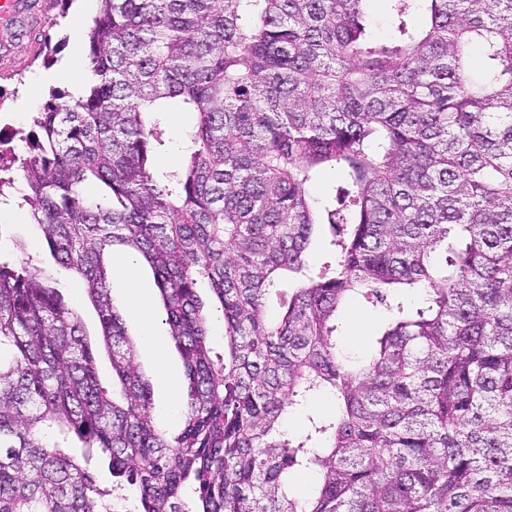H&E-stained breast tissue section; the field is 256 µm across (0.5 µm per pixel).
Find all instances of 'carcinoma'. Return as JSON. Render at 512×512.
<instances>
[{
  "instance_id": "cac0c4a2",
  "label": "carcinoma",
  "mask_w": 512,
  "mask_h": 512,
  "mask_svg": "<svg viewBox=\"0 0 512 512\" xmlns=\"http://www.w3.org/2000/svg\"><path fill=\"white\" fill-rule=\"evenodd\" d=\"M367 2L100 0L86 91L15 132V162L102 340L0 256V512H107L74 442L136 512H512V0H388V42ZM172 103L197 123L163 182ZM327 166L333 204L308 192ZM318 224L336 261L315 271ZM117 242L150 264L184 364L171 439L111 296ZM354 299L386 313L361 361L337 341ZM323 395L334 417L283 429ZM371 35L377 40H388L393 31V20L387 0H372L368 12Z\"/></svg>"
}]
</instances>
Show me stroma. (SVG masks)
Here are the masks:
<instances>
[{
  "label": "stroma",
  "instance_id": "stroma-1",
  "mask_svg": "<svg viewBox=\"0 0 512 512\" xmlns=\"http://www.w3.org/2000/svg\"><path fill=\"white\" fill-rule=\"evenodd\" d=\"M22 2L21 15L0 18V122L7 125L0 146L15 154L22 150L21 142L13 137L15 130L33 129V119L49 101L51 91L72 94L88 84L86 66L67 70L63 64L75 57L86 58L85 34L92 23L91 16L64 9L60 0ZM194 123L193 113L177 107L163 113L165 144L157 152V174L174 172L169 159L186 149L185 135ZM0 253L27 257L43 267L51 281L62 286L67 303L79 311L89 337L98 339L101 328L83 280L50 258L27 209L14 202L0 204ZM380 318V312L358 303L345 309L338 341L347 355L355 359L367 355ZM138 361L153 382L155 419L168 436L177 435L183 419L178 403L170 397L169 385L184 383L185 376L171 336H160L158 351L141 350Z\"/></svg>",
  "mask_w": 512,
  "mask_h": 512
}]
</instances>
